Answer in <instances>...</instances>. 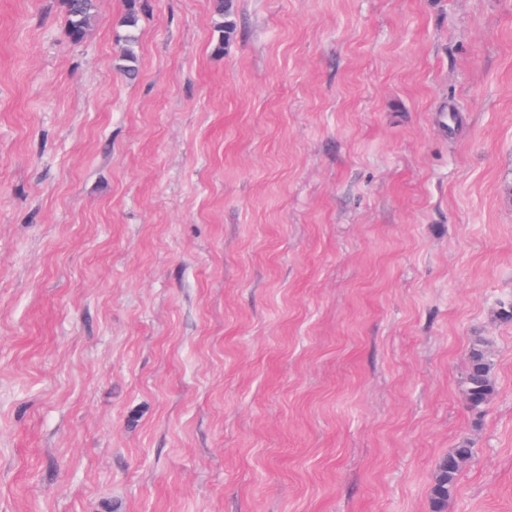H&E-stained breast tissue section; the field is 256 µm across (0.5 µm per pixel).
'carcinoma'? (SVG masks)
Here are the masks:
<instances>
[{
    "instance_id": "1",
    "label": "carcinoma",
    "mask_w": 512,
    "mask_h": 512,
    "mask_svg": "<svg viewBox=\"0 0 512 512\" xmlns=\"http://www.w3.org/2000/svg\"><path fill=\"white\" fill-rule=\"evenodd\" d=\"M67 15L68 36L74 43L85 39L91 27L98 22L97 0H61ZM127 8L121 19L127 28L124 45L118 58L117 69L132 77L136 73L133 62L136 61L135 45L137 38L134 30L139 13L145 4L141 0H126ZM216 12L224 17L217 26L219 37L215 50L224 49V43L234 36L236 25L232 20L233 0H216ZM460 389L466 406L475 412H482L496 392L495 360L489 339L476 331L471 336L468 361L460 378ZM474 454L472 442L468 438L458 441L436 464L431 488L432 512H446L448 502L457 494L458 481L463 467L471 461Z\"/></svg>"
}]
</instances>
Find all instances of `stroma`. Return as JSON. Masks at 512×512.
Returning <instances> with one entry per match:
<instances>
[{
	"instance_id": "stroma-1",
	"label": "stroma",
	"mask_w": 512,
	"mask_h": 512,
	"mask_svg": "<svg viewBox=\"0 0 512 512\" xmlns=\"http://www.w3.org/2000/svg\"><path fill=\"white\" fill-rule=\"evenodd\" d=\"M234 4L0 0V512H512V0ZM67 15V31L72 42L85 39L98 22L97 0H61ZM126 3L127 8L121 19V26L127 28V34L118 58L117 69L129 77H133L136 73V67L131 63L136 61L135 45L137 43L134 30L138 23L139 13L144 10L145 4L141 3V0H126ZM215 9L220 16L224 17V21L217 26V31L220 34L214 49L219 52L224 49V42H229L236 30L235 22L231 18L233 15V0H216ZM460 389L466 406L482 412L496 392L495 360L489 339L480 331L471 336L468 361L460 378ZM474 454L472 442L462 438L448 454L442 457L434 470L431 488V508L433 512H445L457 494L458 481L463 467L471 461Z\"/></svg>"
}]
</instances>
